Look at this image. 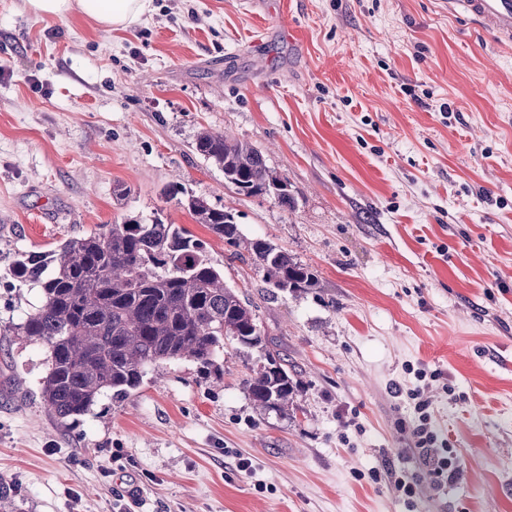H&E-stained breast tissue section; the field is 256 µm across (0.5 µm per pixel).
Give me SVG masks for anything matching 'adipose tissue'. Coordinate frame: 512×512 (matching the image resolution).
Segmentation results:
<instances>
[{
	"mask_svg": "<svg viewBox=\"0 0 512 512\" xmlns=\"http://www.w3.org/2000/svg\"><path fill=\"white\" fill-rule=\"evenodd\" d=\"M24 4L40 19L77 13L111 30L128 29L151 7L150 0H24Z\"/></svg>",
	"mask_w": 512,
	"mask_h": 512,
	"instance_id": "obj_1",
	"label": "adipose tissue"
}]
</instances>
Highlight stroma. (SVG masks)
<instances>
[{"instance_id": "35a3bbf8", "label": "stroma", "mask_w": 512, "mask_h": 512, "mask_svg": "<svg viewBox=\"0 0 512 512\" xmlns=\"http://www.w3.org/2000/svg\"><path fill=\"white\" fill-rule=\"evenodd\" d=\"M204 128L258 148L293 208L236 193L193 149ZM173 185L320 288L270 298ZM133 216L189 229L244 287L302 381L293 417L253 406L260 353L231 346L223 374L162 363L80 422L45 412L47 349L8 330L37 296L9 269ZM412 365L444 377L446 488L393 395ZM388 469L412 502L372 482ZM0 476L21 512H512V42L448 0H152L123 31L0 0Z\"/></svg>"}]
</instances>
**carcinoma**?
<instances>
[{"label":"carcinoma","mask_w":512,"mask_h":512,"mask_svg":"<svg viewBox=\"0 0 512 512\" xmlns=\"http://www.w3.org/2000/svg\"><path fill=\"white\" fill-rule=\"evenodd\" d=\"M194 150L224 171L237 193L255 196L286 182L251 144L224 132L201 130ZM167 194L197 223L235 247L244 246L272 296L319 287L310 268L261 238L246 239L225 208ZM34 289L39 304L12 324L16 336L47 347L40 382L45 412L77 421L104 394L123 400L138 390L150 367L191 360L220 371L224 346L258 348L246 391L256 409L291 415L301 386L288 359L261 335L254 305L224 281L207 244L175 224L127 218L57 241L42 252H21L9 269ZM0 512H17L16 490L0 478Z\"/></svg>","instance_id":"carcinoma-1"}]
</instances>
